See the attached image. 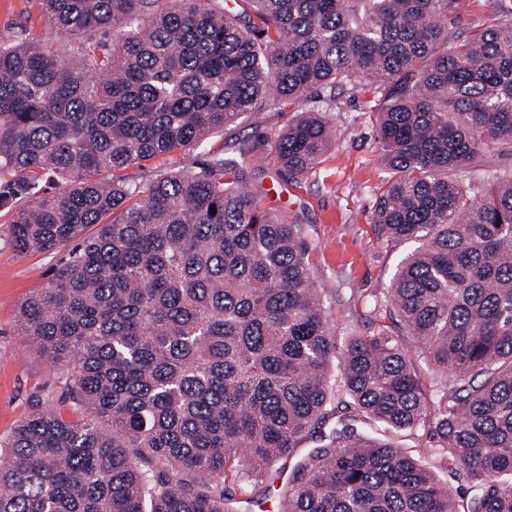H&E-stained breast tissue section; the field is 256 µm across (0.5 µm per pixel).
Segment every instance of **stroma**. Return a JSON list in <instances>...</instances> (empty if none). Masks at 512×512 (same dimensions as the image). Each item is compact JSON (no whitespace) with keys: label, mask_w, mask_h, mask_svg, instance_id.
<instances>
[{"label":"stroma","mask_w":512,"mask_h":512,"mask_svg":"<svg viewBox=\"0 0 512 512\" xmlns=\"http://www.w3.org/2000/svg\"><path fill=\"white\" fill-rule=\"evenodd\" d=\"M500 0H469L448 25L449 41H456L494 22ZM59 41L55 27L32 0H0V41L12 39L19 28ZM374 97L366 89L346 90L336 97L328 114L337 129L332 147L304 177L289 179L280 172L275 157L264 154L251 164L253 184L262 186L264 203L280 220L303 227L311 276L324 296L329 320L336 333L370 335L379 324L373 313L384 299L407 244L378 239L371 217L386 176L375 141ZM290 112L269 106L243 123L211 135L208 148H193L168 157V169L198 166L208 149L223 150L237 158L238 150L257 134L283 131ZM156 162L131 167L134 181L153 176ZM35 195L17 197L0 208V440L7 439L17 422L35 405H52L70 414L63 403L62 373L47 365L22 336L18 312L24 300L41 287L59 263L57 253L19 254L10 242L14 210L34 205Z\"/></svg>","instance_id":"stroma-1"}]
</instances>
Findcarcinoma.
<instances>
[{"label": "carcinoma", "mask_w": 512, "mask_h": 512, "mask_svg": "<svg viewBox=\"0 0 512 512\" xmlns=\"http://www.w3.org/2000/svg\"><path fill=\"white\" fill-rule=\"evenodd\" d=\"M33 2L62 43L0 42V206L65 183L11 220L64 251L19 326L86 417L16 424L0 512H252L279 469V512H512V10L446 50L466 0ZM347 86L375 94L374 231L414 248L394 326L340 339L301 227L243 183L268 148L306 175ZM267 104L298 116L241 160L128 182ZM374 423L432 428L458 486Z\"/></svg>", "instance_id": "cac0c4a2"}]
</instances>
